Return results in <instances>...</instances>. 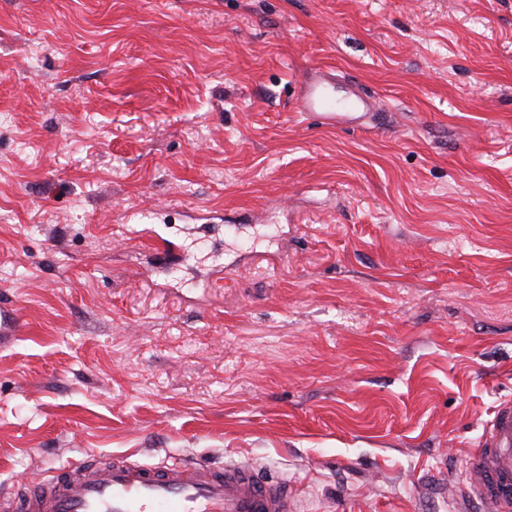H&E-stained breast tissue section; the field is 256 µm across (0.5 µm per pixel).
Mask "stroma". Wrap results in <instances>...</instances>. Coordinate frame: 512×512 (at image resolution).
Listing matches in <instances>:
<instances>
[{
    "instance_id": "35a3bbf8",
    "label": "stroma",
    "mask_w": 512,
    "mask_h": 512,
    "mask_svg": "<svg viewBox=\"0 0 512 512\" xmlns=\"http://www.w3.org/2000/svg\"><path fill=\"white\" fill-rule=\"evenodd\" d=\"M380 109H293L312 68ZM0 496L245 462L295 512H481L512 396V0H0ZM23 328L24 323L17 304L2 293L0 295V349L19 340ZM460 496L485 512L512 511V397L499 401L460 469Z\"/></svg>"
}]
</instances>
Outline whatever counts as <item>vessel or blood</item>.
I'll return each mask as SVG.
<instances>
[{"mask_svg": "<svg viewBox=\"0 0 512 512\" xmlns=\"http://www.w3.org/2000/svg\"><path fill=\"white\" fill-rule=\"evenodd\" d=\"M336 77L316 69L302 83L296 111L333 124H353L375 112L374 97L351 90L333 101ZM24 323L16 303L0 295V349L17 340ZM460 495L484 512H512V397L499 401L460 469ZM292 488L239 462L215 468L182 460L157 465L116 454L106 465L81 460L66 474L28 483L0 499V512H292Z\"/></svg>", "mask_w": 512, "mask_h": 512, "instance_id": "b4317fda", "label": "vessel or blood"}]
</instances>
